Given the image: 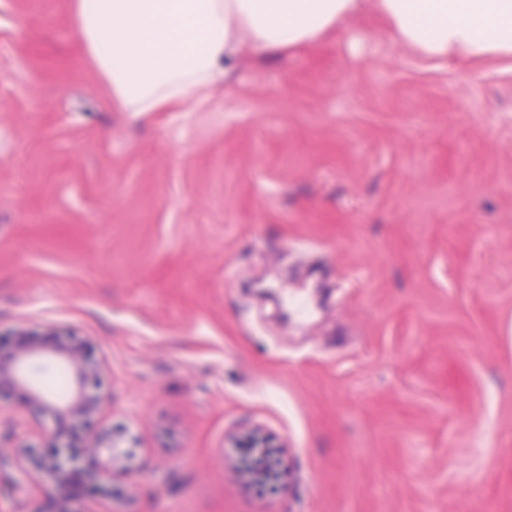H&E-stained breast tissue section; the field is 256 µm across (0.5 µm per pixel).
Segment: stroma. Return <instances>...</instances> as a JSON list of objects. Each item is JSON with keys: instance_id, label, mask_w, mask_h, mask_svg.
<instances>
[{"instance_id": "35a3bbf8", "label": "stroma", "mask_w": 512, "mask_h": 512, "mask_svg": "<svg viewBox=\"0 0 512 512\" xmlns=\"http://www.w3.org/2000/svg\"><path fill=\"white\" fill-rule=\"evenodd\" d=\"M382 30L139 113L72 0H0V329L86 335L135 443L84 512H512V57ZM30 378L73 390L56 359ZM252 423L288 468L262 497L224 445ZM53 496L0 468V512Z\"/></svg>"}]
</instances>
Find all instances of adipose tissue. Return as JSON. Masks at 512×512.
<instances>
[{
  "mask_svg": "<svg viewBox=\"0 0 512 512\" xmlns=\"http://www.w3.org/2000/svg\"><path fill=\"white\" fill-rule=\"evenodd\" d=\"M419 55L512 56V0H75L85 52L129 112L203 104L243 49L318 42L364 12Z\"/></svg>",
  "mask_w": 512,
  "mask_h": 512,
  "instance_id": "adipose-tissue-1",
  "label": "adipose tissue"
}]
</instances>
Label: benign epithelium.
I'll return each mask as SVG.
<instances>
[{"label": "benign epithelium", "instance_id": "7a95c632", "mask_svg": "<svg viewBox=\"0 0 512 512\" xmlns=\"http://www.w3.org/2000/svg\"><path fill=\"white\" fill-rule=\"evenodd\" d=\"M11 344L0 345V399L18 392L27 395L25 407L31 418L49 419L48 437L54 441L53 452L38 455L29 443L13 446L0 441V461L15 457L17 466L25 469L29 462L54 486L53 512H75L79 497L73 492L77 477L107 491L106 484L126 469L129 451L123 449L122 435L108 429L100 418L109 400L99 376L101 364L85 358L87 340L75 332L55 328L38 337V333L18 328ZM63 361L73 373L74 390L62 403H54L32 384L27 370L43 359ZM231 448H278L275 440L259 427H250L227 437Z\"/></svg>", "mask_w": 512, "mask_h": 512}]
</instances>
